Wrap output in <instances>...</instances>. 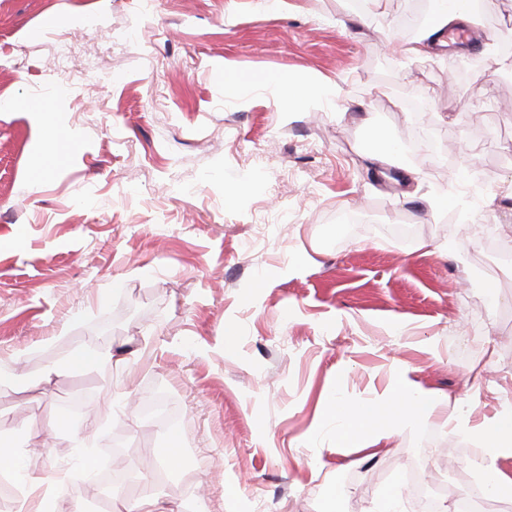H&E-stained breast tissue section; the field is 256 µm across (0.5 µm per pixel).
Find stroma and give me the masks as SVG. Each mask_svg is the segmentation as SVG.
<instances>
[{
	"mask_svg": "<svg viewBox=\"0 0 512 512\" xmlns=\"http://www.w3.org/2000/svg\"><path fill=\"white\" fill-rule=\"evenodd\" d=\"M409 4L362 23L338 0H0V370L14 377L0 442L21 451L16 478L72 474L54 512L110 497L86 457L120 463L128 490L158 461L168 429L139 412L154 392L182 455L156 490L180 491L186 512H377L396 489L418 512L407 470L441 512L480 485L478 443L443 417L396 420L372 455L369 429L341 440L328 409L398 395L405 377L481 416L493 388L512 392V199L483 205L512 179L498 145L512 71L463 86L448 69L479 59L485 32L512 37V0H487L498 21L469 44L413 61L391 43ZM227 61L342 97H235ZM423 129L444 135L449 164L372 159L377 132L402 147ZM489 234L506 266L487 265ZM87 341L130 365L67 369ZM49 365L63 375L44 378ZM77 395L100 414L86 447L20 430L65 418Z\"/></svg>",
	"mask_w": 512,
	"mask_h": 512,
	"instance_id": "obj_1",
	"label": "stroma"
}]
</instances>
